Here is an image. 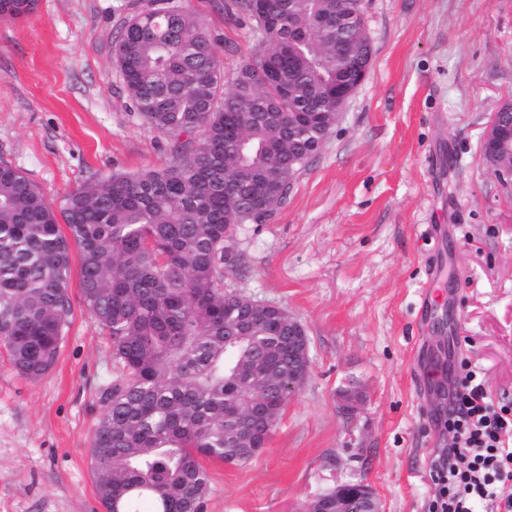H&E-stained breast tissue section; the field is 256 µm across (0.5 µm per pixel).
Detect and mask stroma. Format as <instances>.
<instances>
[{
    "label": "stroma",
    "mask_w": 512,
    "mask_h": 512,
    "mask_svg": "<svg viewBox=\"0 0 512 512\" xmlns=\"http://www.w3.org/2000/svg\"><path fill=\"white\" fill-rule=\"evenodd\" d=\"M213 39L225 83L255 52L233 0H175ZM148 0H38L0 19V162L61 205L115 172L157 169L168 135L124 90L112 42ZM364 80L287 203L235 230L224 289L284 307L310 368L270 442L209 463L205 512H305L339 484L380 512H429L451 436L438 386L462 362L494 406L512 404V179L482 152L512 105V0H363ZM73 316L54 367L19 376L0 346V512H105L87 450L97 391L118 369L70 278ZM363 401L343 413L337 393Z\"/></svg>",
    "instance_id": "35a3bbf8"
}]
</instances>
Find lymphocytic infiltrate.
I'll return each mask as SVG.
<instances>
[{"instance_id": "f902f5d3", "label": "lymphocytic infiltrate", "mask_w": 512, "mask_h": 512, "mask_svg": "<svg viewBox=\"0 0 512 512\" xmlns=\"http://www.w3.org/2000/svg\"><path fill=\"white\" fill-rule=\"evenodd\" d=\"M446 424L452 436L447 454L435 467L439 494L432 512H477L494 498L492 484L512 479V406L494 407L475 372L457 377L449 399Z\"/></svg>"}]
</instances>
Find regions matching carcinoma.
I'll return each instance as SVG.
<instances>
[{
    "label": "carcinoma",
    "mask_w": 512,
    "mask_h": 512,
    "mask_svg": "<svg viewBox=\"0 0 512 512\" xmlns=\"http://www.w3.org/2000/svg\"><path fill=\"white\" fill-rule=\"evenodd\" d=\"M268 2L260 24L251 0H235L260 39L228 90L192 14L150 0L124 21L113 58L144 122L174 139L168 165L91 181L57 210L0 163V344L14 369L37 380L54 366L75 254L83 302L121 368L99 389L90 441L106 512H205L211 481L200 458L247 462L288 405V321L224 292V240L285 203L288 178L336 124V86L357 90L372 48L362 0ZM36 3L0 0V18ZM340 14L353 26L336 30ZM496 120L489 162L506 167L512 106ZM259 396L270 412L256 423Z\"/></svg>",
    "instance_id": "carcinoma-1"
}]
</instances>
